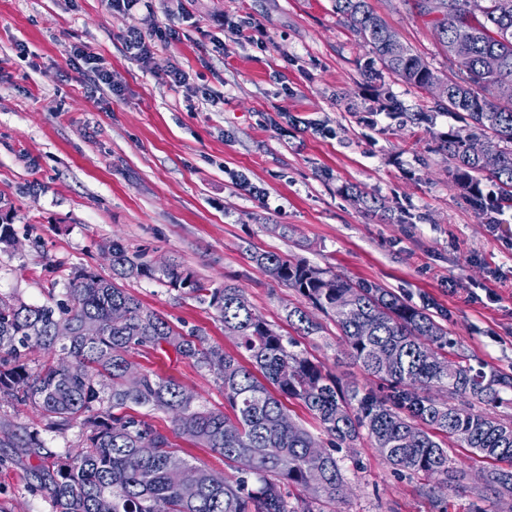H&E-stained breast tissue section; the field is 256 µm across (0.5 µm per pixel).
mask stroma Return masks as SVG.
Instances as JSON below:
<instances>
[{
    "mask_svg": "<svg viewBox=\"0 0 512 512\" xmlns=\"http://www.w3.org/2000/svg\"><path fill=\"white\" fill-rule=\"evenodd\" d=\"M400 40L440 77L451 65L413 0H369ZM248 25L253 39L232 38ZM172 27L178 41L163 44ZM141 31L148 55L127 50ZM90 47L120 92L72 66ZM180 69L183 86L167 74ZM400 108L390 113L388 100ZM436 98L383 72L337 15L335 0H159L154 14L109 0H0V212L17 246L0 244V294L42 304L61 296L74 269L108 277L120 242L141 262H174L210 287L231 282L288 334L298 294L264 275L249 251H270L388 288L428 307L457 348L512 374V209L485 224L448 175L436 133L463 126ZM429 113V123L411 116ZM382 200L371 210L352 191ZM127 291L184 331L232 353L214 309L160 282ZM303 339L310 359L346 385L371 379L350 363L332 322ZM131 361L176 380L198 404L224 410L213 373L171 352L142 348ZM36 434L77 452L81 431H45L31 404L0 401V434ZM465 462L466 488L426 493L368 441L337 451L347 484L329 512H495ZM28 461L0 447V506L51 512Z\"/></svg>",
    "mask_w": 512,
    "mask_h": 512,
    "instance_id": "35a3bbf8",
    "label": "stroma"
}]
</instances>
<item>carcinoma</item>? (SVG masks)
Returning <instances> with one entry per match:
<instances>
[{
  "mask_svg": "<svg viewBox=\"0 0 512 512\" xmlns=\"http://www.w3.org/2000/svg\"><path fill=\"white\" fill-rule=\"evenodd\" d=\"M335 7L387 72L419 88L440 81L367 0H335ZM415 7L432 17L438 42L459 64L446 103L437 107L467 116L465 127L435 138L448 154L453 183L491 221L512 209V0H415ZM450 10L461 16L451 31L440 19ZM488 135L500 144L496 153L470 150V141ZM485 178L496 192H483ZM111 251V276L77 270L61 299L36 305L0 297V395L30 403L47 430L78 426L84 437L77 454L64 456L28 436L0 440L40 459L32 471L52 512H324L346 479L329 450L311 454L318 437L297 422L281 424L286 399L304 405L331 447L352 448L366 438L395 470L434 480L430 492L463 487L467 471L456 466L448 444L470 448L500 463L486 470L484 488L501 501L512 499V420L475 410L512 404V374L473 366L426 308L372 282L273 252L251 253L266 276L301 298L286 314L296 336L324 331L318 312L335 323L350 359L378 381L359 388L342 384L306 356L296 336L277 333L243 306L238 286L210 288L176 264L148 266L119 242ZM141 277L213 308L249 364L202 336L183 334L123 288V281ZM115 308L125 311V321L113 322ZM86 319L99 322L98 335H83ZM145 347L172 351L201 369L221 365L217 383L236 424L194 405L173 379L138 372L130 355ZM35 348L50 360L34 368L28 355ZM435 388L446 389L448 400L433 399ZM137 407L168 414L172 430L134 414ZM172 433L230 464L249 455L254 466L229 481L183 458ZM186 469L196 473L192 487L182 483Z\"/></svg>",
  "mask_w": 512,
  "mask_h": 512,
  "instance_id": "cac0c4a2",
  "label": "carcinoma"
}]
</instances>
